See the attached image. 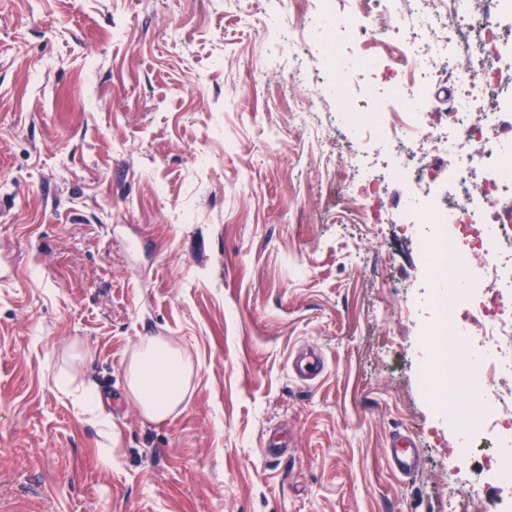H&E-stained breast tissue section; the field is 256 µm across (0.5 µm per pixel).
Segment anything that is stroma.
<instances>
[{"label":"stroma","mask_w":512,"mask_h":512,"mask_svg":"<svg viewBox=\"0 0 512 512\" xmlns=\"http://www.w3.org/2000/svg\"><path fill=\"white\" fill-rule=\"evenodd\" d=\"M288 3L0 0V512H448L479 396L426 393L434 282L407 190L358 223L335 98L269 54ZM146 336L194 365L161 422L124 392ZM62 371L111 396V466ZM388 447L391 467L401 476H410L418 457L417 443L408 434L397 432L391 436Z\"/></svg>","instance_id":"obj_1"}]
</instances>
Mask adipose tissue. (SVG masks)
Here are the masks:
<instances>
[{
  "label": "adipose tissue",
  "instance_id": "adipose-tissue-1",
  "mask_svg": "<svg viewBox=\"0 0 512 512\" xmlns=\"http://www.w3.org/2000/svg\"><path fill=\"white\" fill-rule=\"evenodd\" d=\"M193 373L189 356L172 341L148 337L126 366L127 393L145 419L162 421L184 410Z\"/></svg>",
  "mask_w": 512,
  "mask_h": 512
}]
</instances>
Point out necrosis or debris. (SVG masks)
I'll use <instances>...</instances> for the list:
<instances>
[{
	"label": "necrosis or debris",
	"instance_id": "1",
	"mask_svg": "<svg viewBox=\"0 0 512 512\" xmlns=\"http://www.w3.org/2000/svg\"><path fill=\"white\" fill-rule=\"evenodd\" d=\"M314 9L322 68L313 76L302 66L312 26L300 11L286 30L291 76L307 83L349 66L391 75L384 89L337 97L346 191L360 223L380 222L379 154L388 177L410 187L404 222L436 267L460 270L454 298L477 323L461 338L465 356L441 369L470 377L482 405L477 437L511 446L512 389L499 374L512 359V0H315ZM480 472L449 497L450 512H478L487 485L499 491L497 512H512V467L486 455Z\"/></svg>",
	"mask_w": 512,
	"mask_h": 512
}]
</instances>
